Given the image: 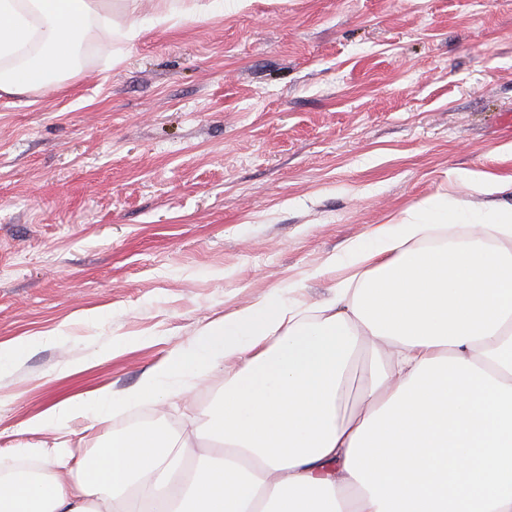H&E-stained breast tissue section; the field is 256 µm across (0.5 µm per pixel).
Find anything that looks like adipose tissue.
<instances>
[{"mask_svg": "<svg viewBox=\"0 0 512 512\" xmlns=\"http://www.w3.org/2000/svg\"><path fill=\"white\" fill-rule=\"evenodd\" d=\"M93 0H0V93L68 70ZM475 195L440 193L329 258L314 314L283 294L206 324L122 393L53 404L27 434L50 475L0 472V512H512V175L449 171ZM466 234L442 237L448 222ZM224 383L200 423L135 427L89 460L71 422L167 406Z\"/></svg>", "mask_w": 512, "mask_h": 512, "instance_id": "ef3b65f1", "label": "adipose tissue"}]
</instances>
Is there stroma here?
<instances>
[{"label":"stroma","mask_w":512,"mask_h":512,"mask_svg":"<svg viewBox=\"0 0 512 512\" xmlns=\"http://www.w3.org/2000/svg\"><path fill=\"white\" fill-rule=\"evenodd\" d=\"M202 2L101 0L90 56L0 95V341L52 334L0 375L1 449L273 292L331 298L308 271L448 171L512 174V0ZM135 422L184 417L76 420L75 454Z\"/></svg>","instance_id":"1"}]
</instances>
